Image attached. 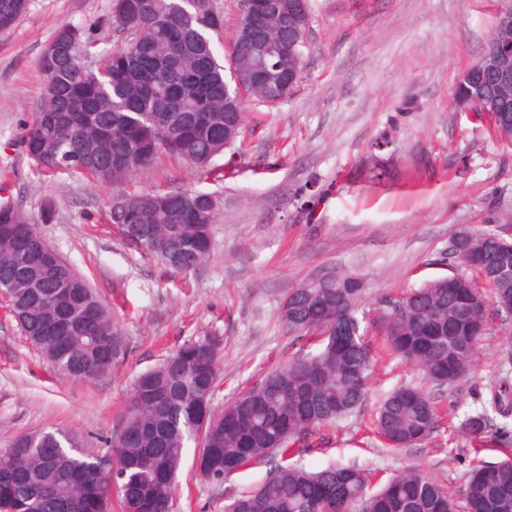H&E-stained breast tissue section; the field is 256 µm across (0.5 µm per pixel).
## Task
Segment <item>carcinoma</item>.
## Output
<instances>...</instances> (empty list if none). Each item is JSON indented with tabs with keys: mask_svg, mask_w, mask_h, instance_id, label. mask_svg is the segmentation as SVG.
I'll return each instance as SVG.
<instances>
[{
	"mask_svg": "<svg viewBox=\"0 0 512 512\" xmlns=\"http://www.w3.org/2000/svg\"><path fill=\"white\" fill-rule=\"evenodd\" d=\"M278 0L277 15L265 18L262 37L229 43L224 57L214 39L224 36V15L213 0H112L105 24L135 38L112 49L99 67L96 26L61 23L38 62L42 97L24 126L23 144L42 174L78 171L101 183L116 182L162 158L200 170L242 136L245 115L234 101L233 71L251 74L248 94L275 103L301 79L303 48L288 63L263 49L310 27L311 4L293 13ZM28 0H0V30L23 15ZM455 100H470L471 111L487 118L490 130L511 138L503 113L485 108L498 96L492 84L475 86L460 77ZM125 211L108 208L106 220L136 248L165 260L181 257L178 272L207 259L216 207L208 193L192 189L129 195ZM144 233L135 239L131 225ZM448 262L463 273L424 282L392 303L383 320L387 347L417 366L439 387L457 386L474 372L485 335V297L478 281L493 288L497 309L512 312V281H495L493 271L512 263L491 238L464 228ZM49 244L18 206L0 204V287L29 342L48 363L75 378L104 372L103 351L122 341L109 308L66 264L46 269ZM361 283L336 275L322 288L306 282L288 293L280 317L288 333L319 331L321 349L270 372L263 382L216 413V388L224 338L206 334L181 345L134 382L124 429L117 442L122 470L136 478L118 493L124 512H170L186 443L202 445L196 470L215 483L278 452L287 457L292 439H306L320 426L362 404L371 370L365 330L356 316ZM438 427L430 394L399 387L381 404L377 429L393 448L418 445ZM485 414L468 417L466 431L480 438L493 430ZM12 455L0 460L18 496L4 502L10 512H86L84 500L112 512V489L101 459L69 447L51 431L29 432L8 442ZM62 449L63 460L82 463L87 483L70 484L41 452ZM365 474L331 465L308 472L276 465L263 481L224 507V512H454L455 502L420 471L390 479L366 495ZM465 503L478 512H512V457L471 470Z\"/></svg>",
	"mask_w": 512,
	"mask_h": 512,
	"instance_id": "1",
	"label": "carcinoma"
}]
</instances>
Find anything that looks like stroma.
Masks as SVG:
<instances>
[{
	"instance_id": "obj_1",
	"label": "stroma",
	"mask_w": 512,
	"mask_h": 512,
	"mask_svg": "<svg viewBox=\"0 0 512 512\" xmlns=\"http://www.w3.org/2000/svg\"><path fill=\"white\" fill-rule=\"evenodd\" d=\"M311 3L301 82L275 105L245 96L244 138L215 159L212 173L165 160L107 184L79 172L38 174L22 133L42 91L39 58L59 23L98 25L104 50L121 43L99 24L110 0H28L16 24L0 30V203L38 222L110 307L124 340V357L111 369L71 378L47 364L0 298V447L50 430L97 451L120 435L136 377L208 332L224 338L212 400L223 409L275 368L320 349L317 333L288 334L280 309L293 288L341 274L363 281L358 311L374 352L368 394L297 445L289 462L309 471L360 468L371 493L418 470L458 499L474 466L512 450V412L496 416L497 431L479 439L462 426L490 410L494 390L512 388V322L494 310L472 378L454 389L429 388L441 414L429 440L390 449L373 424L394 388L424 384L416 367L383 346L379 317L389 299L455 274L446 257L460 229L512 240V141L453 100L512 0ZM376 165L383 180L368 177ZM187 186L217 199L212 250L194 269L171 273L104 219L120 193ZM48 200L57 208L52 224L40 221ZM269 465L245 467L219 485L183 463L171 512H222Z\"/></svg>"
}]
</instances>
